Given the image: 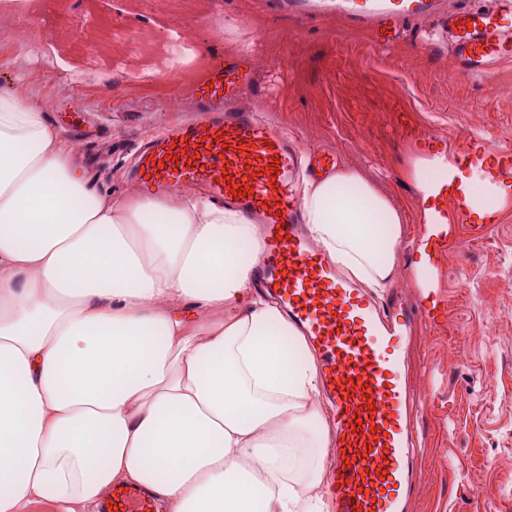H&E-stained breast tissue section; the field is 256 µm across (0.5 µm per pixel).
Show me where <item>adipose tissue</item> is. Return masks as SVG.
Listing matches in <instances>:
<instances>
[{"mask_svg":"<svg viewBox=\"0 0 512 512\" xmlns=\"http://www.w3.org/2000/svg\"><path fill=\"white\" fill-rule=\"evenodd\" d=\"M40 111L0 91V512H94L138 484L167 512H323L321 376L251 273L256 225L194 196L99 193ZM444 170L471 208L507 196ZM315 244L393 284L401 210L357 170L306 180Z\"/></svg>","mask_w":512,"mask_h":512,"instance_id":"1","label":"adipose tissue"}]
</instances>
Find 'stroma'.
I'll use <instances>...</instances> for the list:
<instances>
[{
    "mask_svg": "<svg viewBox=\"0 0 512 512\" xmlns=\"http://www.w3.org/2000/svg\"><path fill=\"white\" fill-rule=\"evenodd\" d=\"M173 23L189 31L201 62L170 79ZM244 53L254 80L241 103L302 147L337 152L339 165L358 169L401 210L392 290L420 299V245L430 232L415 168L474 139L512 147V62L467 77L447 55L406 42L381 52L339 19L301 20L264 0H64L58 12L17 13L0 28V90L54 98L42 116L64 139L90 118L95 133L71 163L123 197L139 190L131 175L140 141L192 119L210 69ZM76 72L94 85L72 84L55 99ZM436 267L447 315L418 325L408 349L424 394L410 512H512V192L490 223L449 207Z\"/></svg>",
    "mask_w": 512,
    "mask_h": 512,
    "instance_id": "obj_1",
    "label": "stroma"
}]
</instances>
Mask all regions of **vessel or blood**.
I'll use <instances>...</instances> for the list:
<instances>
[{"instance_id": "vessel-or-blood-1", "label": "vessel or blood", "mask_w": 512, "mask_h": 512, "mask_svg": "<svg viewBox=\"0 0 512 512\" xmlns=\"http://www.w3.org/2000/svg\"><path fill=\"white\" fill-rule=\"evenodd\" d=\"M300 17L334 14L371 34L375 47L403 37L421 50L447 51L454 67L484 74L512 58V0L464 8L451 0H270ZM434 19L431 33L414 24ZM249 55L214 67L198 88L205 109L195 122L140 147L133 179L183 191L204 185L212 199L262 225L259 287L285 309L289 323L319 354L324 394L336 432L328 466L335 512H409L420 471L413 454L416 391L400 376L409 333L436 321L437 305L395 295L388 305L362 293L316 249L305 232L296 192L302 153L250 108L238 105L252 83ZM276 165H269V158ZM246 188L236 198L237 188ZM148 488L116 485L100 512H162Z\"/></svg>"}]
</instances>
